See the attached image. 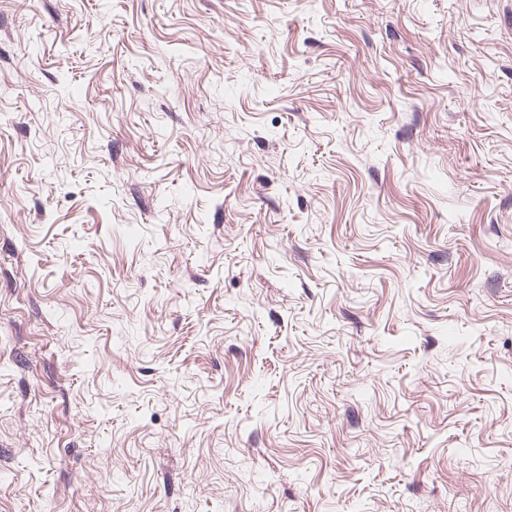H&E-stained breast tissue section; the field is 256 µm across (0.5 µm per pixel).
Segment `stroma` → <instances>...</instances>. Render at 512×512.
Segmentation results:
<instances>
[{
	"mask_svg": "<svg viewBox=\"0 0 512 512\" xmlns=\"http://www.w3.org/2000/svg\"><path fill=\"white\" fill-rule=\"evenodd\" d=\"M0 512H512V0H0Z\"/></svg>",
	"mask_w": 512,
	"mask_h": 512,
	"instance_id": "stroma-1",
	"label": "stroma"
}]
</instances>
